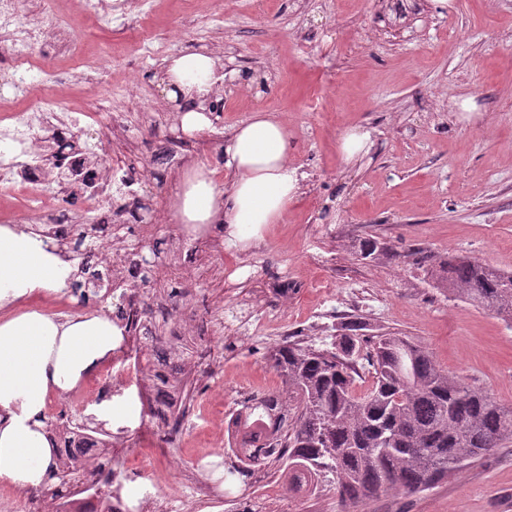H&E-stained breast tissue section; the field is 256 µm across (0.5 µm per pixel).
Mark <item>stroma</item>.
<instances>
[{"label":"stroma","mask_w":512,"mask_h":512,"mask_svg":"<svg viewBox=\"0 0 512 512\" xmlns=\"http://www.w3.org/2000/svg\"><path fill=\"white\" fill-rule=\"evenodd\" d=\"M392 0H152L133 24L94 27L77 0H28L42 25L68 18L84 44L81 58L47 57L70 72L68 110L83 112L92 93H111L112 109L136 122L130 163L148 176L150 203L171 205L178 185L165 163L181 131L162 82L164 58L211 52L224 71L264 78L227 83L215 122L228 131L257 109L287 124L294 163L305 178L283 224L242 252L191 259L199 284L176 283L190 317L207 335L180 336L188 375L187 410L177 442L160 445L143 426L125 431L124 455L104 457L88 494L120 486L125 512H141L148 480L164 482L178 512H342L332 486L295 493L278 467L248 480L228 477L223 496L196 497L208 480L205 457L223 456L216 426L250 394L278 388L267 356L286 335L320 342L349 320L364 336L411 337L443 369L512 404V328L489 312L433 288L424 269L359 258V239L402 249L462 254L512 271V0H419L393 21ZM182 36L164 55L143 59L140 42ZM106 67L107 80L88 78ZM353 128L370 133L369 152L345 161ZM224 266L215 275L213 263ZM27 307L65 316L111 313L110 301L58 293ZM212 347L216 364L200 372ZM103 364L74 391L56 396L46 417L86 422ZM351 512H512V442L413 495L387 494Z\"/></svg>","instance_id":"stroma-1"}]
</instances>
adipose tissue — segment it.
Instances as JSON below:
<instances>
[{"label":"adipose tissue","instance_id":"adipose-tissue-1","mask_svg":"<svg viewBox=\"0 0 512 512\" xmlns=\"http://www.w3.org/2000/svg\"><path fill=\"white\" fill-rule=\"evenodd\" d=\"M215 59L203 51L167 58L164 82L172 99L188 103L179 121L193 135L212 132L214 115L195 103L225 83ZM287 126L266 113L224 136L223 163L230 182L218 183L198 166L185 174L175 203L185 224H220L224 247L241 251L262 239L265 227L282 223L301 193L302 173ZM69 265L43 242L10 226H0V485L35 492L50 481L57 448L47 430L52 396L75 389L108 360L122 340L121 329L101 313L58 318L21 301L60 292ZM95 414L110 428H130L142 408L133 390L97 405Z\"/></svg>","mask_w":512,"mask_h":512}]
</instances>
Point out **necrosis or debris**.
<instances>
[{"instance_id": "4bbe7bcc", "label": "necrosis or debris", "mask_w": 512, "mask_h": 512, "mask_svg": "<svg viewBox=\"0 0 512 512\" xmlns=\"http://www.w3.org/2000/svg\"><path fill=\"white\" fill-rule=\"evenodd\" d=\"M20 4L21 0H0V35H9L12 51L8 62L10 93L14 99L27 103L25 109L0 114V197L8 199L6 205L0 206V223L29 221L43 237L69 224H79L96 245L112 280L113 297L122 301L120 311L112 315L113 322L123 329L117 354L138 364L158 319H166L177 336L199 330L196 320L180 316V298H172L148 312L132 294L136 276L132 260L141 246L153 240L157 224L165 220V212L148 208L149 223L139 225L137 233H130L125 210L138 207L143 180L123 156L113 160L111 175H98L97 185L99 195L123 196L126 206L104 214L96 197H87L81 207L66 209L74 189L71 183L57 178V157L64 154L70 161H78L84 145L71 136L73 119L66 115L62 99L41 91L43 85L65 83L66 73L37 67L35 60L46 53L77 55L80 41L65 19H56L54 29L48 31L41 24L24 19ZM81 119L96 135L113 138L120 144L130 138L125 116L113 111L111 97L95 98ZM168 242L169 255L163 264L153 267L149 277L187 281L197 278L198 271L185 264L184 255L200 246L222 253L224 227L177 224L170 231Z\"/></svg>"}]
</instances>
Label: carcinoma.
<instances>
[{"mask_svg":"<svg viewBox=\"0 0 512 512\" xmlns=\"http://www.w3.org/2000/svg\"><path fill=\"white\" fill-rule=\"evenodd\" d=\"M70 259L80 260L82 281L67 279V288L83 301L99 295L103 275L90 270L88 242L79 230L60 229ZM363 260H378L388 248L375 238L355 245ZM426 267L433 287L512 326V272L457 254L410 253ZM362 323H344L340 334L321 345L289 337L278 343L269 361L281 388L258 392L231 418L229 427L242 434L231 449L238 464L228 475L243 480L252 468L277 464L288 486L316 490L336 487L340 501L356 504L390 492L420 493L449 474L492 454L512 440V407L472 387L465 378L441 369L430 352L408 336L381 335L361 353ZM147 357L160 362L155 374L166 389H156L149 413L172 410L183 397L180 356L163 348L164 337H152ZM374 371L371 386L354 390L358 360ZM101 431L85 424L59 430L65 448H104ZM81 455L59 452L54 475L60 484L84 472Z\"/></svg>","mask_w":512,"mask_h":512,"instance_id":"cac0c4a2","label":"carcinoma"}]
</instances>
